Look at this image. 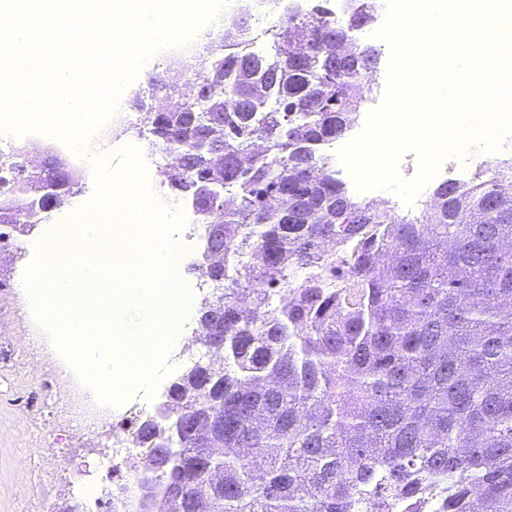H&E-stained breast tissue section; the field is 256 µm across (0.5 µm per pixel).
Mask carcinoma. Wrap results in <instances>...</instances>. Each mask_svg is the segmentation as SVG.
Returning <instances> with one entry per match:
<instances>
[{"mask_svg": "<svg viewBox=\"0 0 512 512\" xmlns=\"http://www.w3.org/2000/svg\"><path fill=\"white\" fill-rule=\"evenodd\" d=\"M355 13L288 14L272 56L226 27L194 70L168 65L163 111L133 100L216 230L194 270L217 356L131 422L149 512H512V158L419 218L349 196L320 149L378 68L373 45L342 56L372 22ZM25 155L0 156V226L20 233L79 190Z\"/></svg>", "mask_w": 512, "mask_h": 512, "instance_id": "obj_1", "label": "carcinoma"}]
</instances>
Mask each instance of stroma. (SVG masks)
<instances>
[{"label": "stroma", "mask_w": 512, "mask_h": 512, "mask_svg": "<svg viewBox=\"0 0 512 512\" xmlns=\"http://www.w3.org/2000/svg\"><path fill=\"white\" fill-rule=\"evenodd\" d=\"M29 240L17 236L0 253V512H57L78 500L88 475L107 492L120 485L107 470L119 424L82 434L35 377L54 362L39 349L42 330L16 290Z\"/></svg>", "instance_id": "obj_1"}]
</instances>
